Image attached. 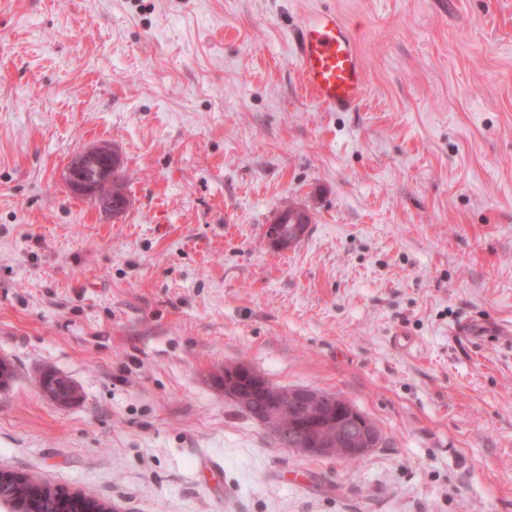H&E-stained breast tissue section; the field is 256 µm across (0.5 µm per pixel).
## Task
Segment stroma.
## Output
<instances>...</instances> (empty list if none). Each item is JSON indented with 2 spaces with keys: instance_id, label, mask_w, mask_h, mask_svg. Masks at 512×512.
<instances>
[{
  "instance_id": "stroma-1",
  "label": "stroma",
  "mask_w": 512,
  "mask_h": 512,
  "mask_svg": "<svg viewBox=\"0 0 512 512\" xmlns=\"http://www.w3.org/2000/svg\"><path fill=\"white\" fill-rule=\"evenodd\" d=\"M317 10L358 111L303 86ZM101 143L118 214L63 179ZM1 358L0 468L123 512H512V0H0ZM240 362L383 444L281 447L214 384ZM304 85L317 103L334 112H353L366 92L365 69L356 43L335 11L309 15L297 38ZM82 160L85 162H90L92 166L95 167L97 173V179L99 182L105 183L108 186H112V191L110 194L102 197L99 200L100 205L109 211L117 210L113 213H120L123 211V208L126 206V203H122L121 206H116L112 203V199L114 197H122L127 198L125 194V186L127 182L126 173L122 169L115 167L119 166V159L115 150L110 145L99 144L97 146L85 149L81 152ZM113 170V171H112ZM308 218L305 211L295 207L289 214L288 212L279 213L268 229L270 243L277 248H288L296 244L304 235L300 225L307 224ZM55 380L62 382L64 386H70V383L66 380V378L60 374L53 372L50 375L48 371H44L40 378V387L42 393H44L48 398L52 399L60 406L64 407L69 405L72 398L76 396V394L71 389L65 391L63 387L58 386ZM64 392L67 393L65 394Z\"/></svg>"
}]
</instances>
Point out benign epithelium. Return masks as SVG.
Listing matches in <instances>:
<instances>
[{
	"label": "benign epithelium",
	"mask_w": 512,
	"mask_h": 512,
	"mask_svg": "<svg viewBox=\"0 0 512 512\" xmlns=\"http://www.w3.org/2000/svg\"><path fill=\"white\" fill-rule=\"evenodd\" d=\"M82 160L91 163L98 181L112 185V170L119 166L115 150L105 144L81 152ZM65 180L75 192L99 198L100 205L114 210L112 195L98 197L96 186L77 179L72 170L65 172ZM308 223V214L292 208L289 213L276 216L268 229V239L277 248H287L299 242ZM69 382L60 374L47 371L40 378L42 393L60 406H67L75 393L65 389ZM224 399L253 413L255 422L280 442L295 450L317 458H338L340 455L366 457L379 444L380 434L375 424L342 396L318 389L281 387L269 382L263 375L245 365L224 370L217 381ZM336 418V430L320 431L312 421Z\"/></svg>",
	"instance_id": "benign-epithelium-1"
}]
</instances>
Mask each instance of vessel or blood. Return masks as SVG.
Segmentation results:
<instances>
[{
    "label": "vessel or blood",
    "instance_id": "vessel-or-blood-1",
    "mask_svg": "<svg viewBox=\"0 0 512 512\" xmlns=\"http://www.w3.org/2000/svg\"><path fill=\"white\" fill-rule=\"evenodd\" d=\"M304 85L317 103L334 112H352L366 92L365 69L356 43L336 12L309 15L297 38Z\"/></svg>",
    "mask_w": 512,
    "mask_h": 512
}]
</instances>
